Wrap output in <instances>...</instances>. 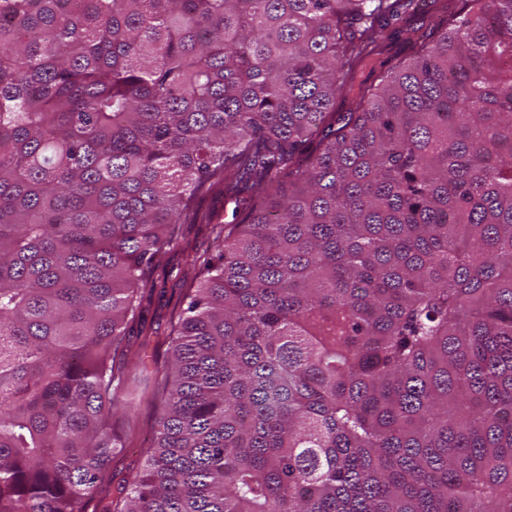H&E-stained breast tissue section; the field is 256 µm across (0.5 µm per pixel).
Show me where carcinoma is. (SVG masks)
<instances>
[{
  "mask_svg": "<svg viewBox=\"0 0 512 512\" xmlns=\"http://www.w3.org/2000/svg\"><path fill=\"white\" fill-rule=\"evenodd\" d=\"M460 2L368 85L413 0H0V512L102 487L174 250L103 512H512V0ZM207 222L199 221L196 224H177L175 234L182 242L189 241L192 244H204V247L209 245V228ZM180 253H172L169 264L165 269L158 268L149 274V280L153 281L155 288L145 292L144 321L147 329L153 334L149 337L146 369L140 366L133 369L137 376V384L140 389L151 385L150 372L155 366L162 368L167 364L170 331V319L172 313L179 310L182 297L183 281L179 269L182 267ZM132 406L121 404L112 417V429L125 437V448H118L116 457L110 462V496L101 501L98 496L88 500L86 512H102V506L112 501L115 489L129 484L140 472L144 463V449L150 444L152 427L156 415V403L145 394L132 400Z\"/></svg>",
  "mask_w": 512,
  "mask_h": 512,
  "instance_id": "1",
  "label": "carcinoma"
}]
</instances>
